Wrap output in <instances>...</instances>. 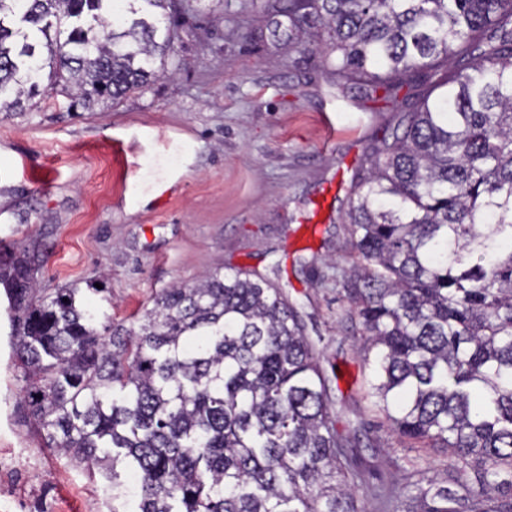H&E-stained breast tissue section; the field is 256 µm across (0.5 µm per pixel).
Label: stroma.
<instances>
[{
    "label": "stroma",
    "mask_w": 512,
    "mask_h": 512,
    "mask_svg": "<svg viewBox=\"0 0 512 512\" xmlns=\"http://www.w3.org/2000/svg\"><path fill=\"white\" fill-rule=\"evenodd\" d=\"M279 0H180L162 18L165 73L108 111L61 95L0 113V238L38 247V287L81 290L137 325L153 294L228 267L288 295L326 359L352 374L335 407L375 423L363 457L396 485L453 469L441 448H407L378 427L346 302L323 281L347 267L343 221L361 158L398 121L381 92L336 83V56L292 26ZM98 283L102 292L89 290ZM0 293V512H109L111 485L46 448L23 403Z\"/></svg>",
    "instance_id": "stroma-1"
}]
</instances>
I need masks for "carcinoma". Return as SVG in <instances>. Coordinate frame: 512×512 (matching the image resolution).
Returning a JSON list of instances; mask_svg holds the SVG:
<instances>
[{
    "mask_svg": "<svg viewBox=\"0 0 512 512\" xmlns=\"http://www.w3.org/2000/svg\"><path fill=\"white\" fill-rule=\"evenodd\" d=\"M174 0H0V112L57 88L117 103L157 78ZM342 84L401 119L359 165L345 225L365 397L454 474L415 496L364 488L324 358L280 289L230 268L163 289L139 329L97 328L76 288L33 287L15 245L0 286L44 444L112 480V512H512V0H287ZM49 84L41 87L44 69ZM482 496L469 492L467 469Z\"/></svg>",
    "mask_w": 512,
    "mask_h": 512,
    "instance_id": "obj_1",
    "label": "carcinoma"
}]
</instances>
